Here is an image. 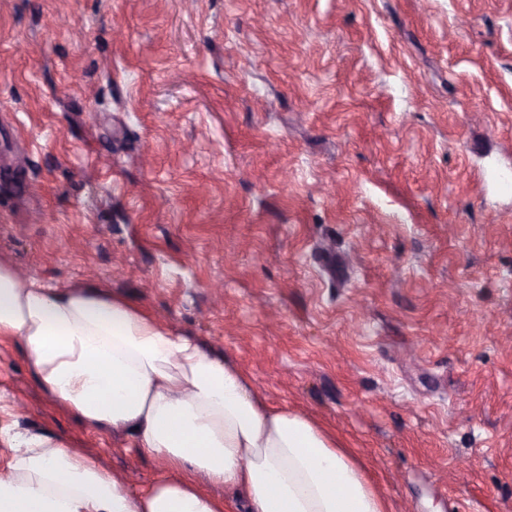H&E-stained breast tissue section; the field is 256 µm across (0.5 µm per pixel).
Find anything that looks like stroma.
Returning a JSON list of instances; mask_svg holds the SVG:
<instances>
[{
	"instance_id": "obj_1",
	"label": "stroma",
	"mask_w": 512,
	"mask_h": 512,
	"mask_svg": "<svg viewBox=\"0 0 512 512\" xmlns=\"http://www.w3.org/2000/svg\"><path fill=\"white\" fill-rule=\"evenodd\" d=\"M0 261L331 426L392 512H512V0H0ZM132 492L0 341L10 436Z\"/></svg>"
}]
</instances>
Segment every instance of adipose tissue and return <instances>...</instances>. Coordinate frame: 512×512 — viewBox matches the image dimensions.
Masks as SVG:
<instances>
[{"mask_svg": "<svg viewBox=\"0 0 512 512\" xmlns=\"http://www.w3.org/2000/svg\"><path fill=\"white\" fill-rule=\"evenodd\" d=\"M0 338L87 427L128 433L165 469L135 495L65 440L19 433L0 512H234L239 500L247 512H386L335 436L108 289L51 286L0 262Z\"/></svg>", "mask_w": 512, "mask_h": 512, "instance_id": "obj_1", "label": "adipose tissue"}]
</instances>
